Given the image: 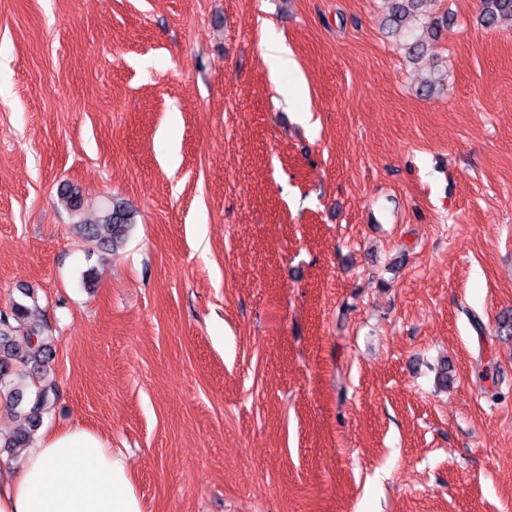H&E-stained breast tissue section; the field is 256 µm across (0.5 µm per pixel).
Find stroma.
<instances>
[{"mask_svg":"<svg viewBox=\"0 0 512 512\" xmlns=\"http://www.w3.org/2000/svg\"><path fill=\"white\" fill-rule=\"evenodd\" d=\"M387 6L0 0V312L143 512H512V25ZM393 4L390 14V21L397 27L410 26L413 28L412 22L416 20L419 11L426 6L435 2V0H390ZM262 48L264 57L270 62L274 71L288 69L294 64L288 48L281 40L268 39L262 43ZM133 224V212L120 204L112 203V207L102 209L97 219L85 221L81 225V229L89 242L107 249L123 244L127 240Z\"/></svg>","mask_w":512,"mask_h":512,"instance_id":"obj_1","label":"stroma"}]
</instances>
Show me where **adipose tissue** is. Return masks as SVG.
<instances>
[{
  "mask_svg": "<svg viewBox=\"0 0 512 512\" xmlns=\"http://www.w3.org/2000/svg\"><path fill=\"white\" fill-rule=\"evenodd\" d=\"M0 512H142L126 455L78 425L45 433L0 482Z\"/></svg>",
  "mask_w": 512,
  "mask_h": 512,
  "instance_id": "ef3b65f1",
  "label": "adipose tissue"
}]
</instances>
